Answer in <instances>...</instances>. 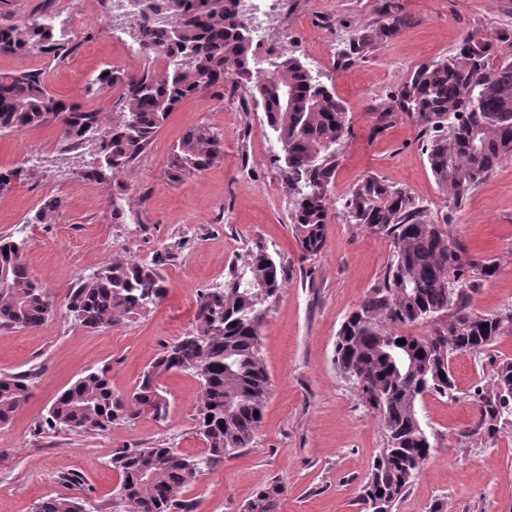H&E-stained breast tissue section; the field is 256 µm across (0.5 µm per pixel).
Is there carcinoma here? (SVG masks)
<instances>
[{
	"mask_svg": "<svg viewBox=\"0 0 512 512\" xmlns=\"http://www.w3.org/2000/svg\"><path fill=\"white\" fill-rule=\"evenodd\" d=\"M169 23L154 27V16ZM407 24L393 0H385L381 18L367 33L349 42L342 56L357 61L375 44ZM141 47L173 60L161 76H129L118 69L96 82L121 90L122 118L109 126L102 113L54 95L39 73L0 79V131L54 123L72 145L96 140L102 166L87 170L98 178L136 160L172 112L186 99L222 87L227 81L250 83V97L261 107L277 135L280 172L296 197L292 232L304 255L325 245L332 212L328 189L340 147L350 125L343 103L322 85L299 58L276 49L264 70L255 68L253 38L232 0H145L134 29ZM38 48L59 58L67 54L54 28L37 15L22 25L0 21V52ZM404 112L421 129L438 189L457 208L506 158L512 157V60L494 61L492 38L466 33L456 51L417 66L387 95L378 122ZM223 154L220 138L200 126L174 145L175 179L206 169ZM350 224L388 237L393 253L383 279L342 323L334 348L338 371L362 382L388 434L359 494L364 512H396V504L434 449L416 410L425 393L456 400L452 358L484 354L512 330V309L477 313L470 297L480 282L496 275L498 264L469 256L448 239L426 205L404 189L369 175L344 202ZM26 242L0 237V330L37 328L54 314L55 304L23 263ZM115 259L70 289L66 309L88 329L107 328L156 305L165 295L159 266ZM286 282L285 268L258 248L229 270L224 287L200 294L195 330L180 337L145 370L133 391L118 395L105 369L89 370L62 391L48 409L50 430L93 434L116 421L142 414L167 415L169 400L160 384L170 371L191 373L199 381L197 430L206 455L195 459L158 444L112 456L120 475L118 497L128 512H192L179 491L204 467L232 459L253 443L259 430L270 378L261 357L262 302ZM444 322L427 336L395 331L404 325ZM403 339L406 344L397 343ZM26 374H0V424H7L31 397ZM512 361L498 363L492 382L475 390L479 417L469 436L495 438L494 420L511 419ZM285 489L271 484L259 490L245 512H275ZM33 512H90L77 497H49Z\"/></svg>",
	"mask_w": 512,
	"mask_h": 512,
	"instance_id": "obj_1",
	"label": "carcinoma"
}]
</instances>
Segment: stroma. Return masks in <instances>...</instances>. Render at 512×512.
<instances>
[{"label":"stroma","mask_w":512,"mask_h":512,"mask_svg":"<svg viewBox=\"0 0 512 512\" xmlns=\"http://www.w3.org/2000/svg\"><path fill=\"white\" fill-rule=\"evenodd\" d=\"M382 0H277L266 28L267 45L286 49L315 71L343 102L351 132L329 188L333 218L324 248L302 256L291 228L295 198L274 159L275 137L243 85L225 82L185 100L143 153L117 173L91 180L98 147L64 141L56 125L0 132V169L23 173L0 193V237L26 240L23 262L53 295L56 309L36 329L0 332V373H29V401L0 426V512H32L41 499L75 495L97 512H124L113 454L162 444L198 458V388L185 372L161 379L169 394L165 419L143 415L92 435L36 433L55 397L90 368H107L114 392L133 390L143 370L167 345L195 327L202 290L218 287L246 252L264 248L288 275L264 302L261 353L270 375L263 420L254 442L238 457L202 470L179 493L193 512H244L271 483L284 486L276 512H361L359 489L388 445L384 428L357 385L333 363L342 322L381 281L392 252L388 238L346 223L341 203L358 182L375 175L427 202L445 221L450 242L468 254L494 258L497 275L473 294L478 312L512 308V159L500 165L460 208H449L419 145V130L398 112L375 124L388 93L419 64L455 51L468 32L492 36L495 60H512V0H395L410 19L365 59L343 63L339 51L370 30ZM35 13L67 20L64 60L33 49L0 53V77L44 75L56 96L118 120L119 88L95 82L102 69L161 74L140 58L132 30L104 31L110 0H0V17L17 24ZM205 126L224 154L209 167L176 181L170 177L174 144L188 129ZM124 187L125 223L112 221L111 199ZM60 208L44 223L31 218L45 198ZM171 257L160 272L166 295L157 305L108 328L82 327L66 310L70 288L113 259L151 263ZM512 360V332L490 352L462 353L452 362L458 398L425 395L418 413L435 448L397 512H512V433L487 442L467 436L478 416L471 394L489 384L500 360Z\"/></svg>","instance_id":"obj_1"}]
</instances>
